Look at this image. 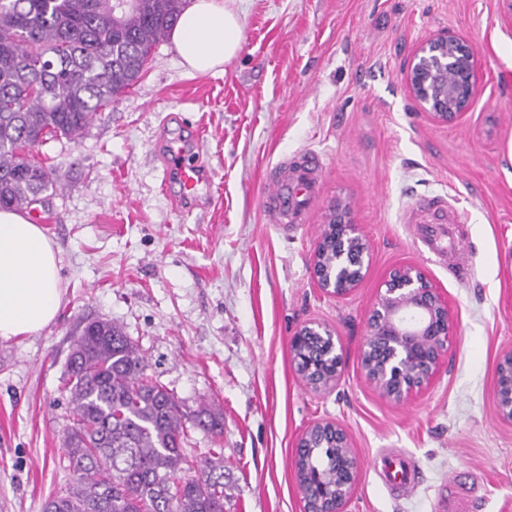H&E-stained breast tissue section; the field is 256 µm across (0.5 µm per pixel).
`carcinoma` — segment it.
<instances>
[{"mask_svg": "<svg viewBox=\"0 0 512 512\" xmlns=\"http://www.w3.org/2000/svg\"><path fill=\"white\" fill-rule=\"evenodd\" d=\"M0 0V209L22 210L56 191V169L32 155L50 138L81 137L131 89L184 0ZM123 328L88 322L74 341L64 433L72 483L43 512H224V452L197 457L187 429L224 434L212 405L182 410L147 373ZM331 449L306 466L325 470Z\"/></svg>", "mask_w": 512, "mask_h": 512, "instance_id": "obj_1", "label": "carcinoma"}]
</instances>
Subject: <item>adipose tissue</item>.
I'll use <instances>...</instances> for the list:
<instances>
[{"instance_id": "ef3b65f1", "label": "adipose tissue", "mask_w": 512, "mask_h": 512, "mask_svg": "<svg viewBox=\"0 0 512 512\" xmlns=\"http://www.w3.org/2000/svg\"><path fill=\"white\" fill-rule=\"evenodd\" d=\"M170 39L188 70L220 72L242 47L243 23L224 0H189ZM61 300L49 237L24 214L0 210V339L41 332L55 319Z\"/></svg>"}]
</instances>
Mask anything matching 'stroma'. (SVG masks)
Returning a JSON list of instances; mask_svg holds the SVG:
<instances>
[{
    "label": "stroma",
    "mask_w": 512,
    "mask_h": 512,
    "mask_svg": "<svg viewBox=\"0 0 512 512\" xmlns=\"http://www.w3.org/2000/svg\"><path fill=\"white\" fill-rule=\"evenodd\" d=\"M243 43L220 74L187 71L170 39L143 77L77 141L37 157L57 191L37 207L65 294L40 333L0 340V512H43L72 476L66 364L85 323L120 324L149 372L184 410L217 405L224 435L189 434L202 456L224 450V512H303L298 436L319 421L349 432L361 464L345 512H512V424L495 404L496 366L512 348V0H235ZM475 45L483 81L462 119L439 124L410 95L404 67L442 29ZM200 131L212 172L198 202L178 204L161 141ZM318 152L324 169L306 223L274 222L269 175ZM463 212L465 264L448 274L415 238L419 196ZM349 203L370 243L349 297L310 275L331 205ZM420 266L455 330L429 387L397 403L365 377L366 315L390 271ZM335 329L342 370L331 392L305 387L290 341L305 322ZM421 470L408 496L375 473L380 454Z\"/></svg>",
    "instance_id": "1"
}]
</instances>
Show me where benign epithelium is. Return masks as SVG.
<instances>
[{
	"mask_svg": "<svg viewBox=\"0 0 512 512\" xmlns=\"http://www.w3.org/2000/svg\"><path fill=\"white\" fill-rule=\"evenodd\" d=\"M405 78L413 99L432 119L452 123L473 103L481 79L479 54L466 36L445 29L415 49ZM369 256V242L353 224L349 207L331 206L310 267L317 287L334 299L351 295L366 276ZM453 330L448 302L424 271L416 265L394 268L366 315L365 376L395 402L418 393L439 371ZM334 336L331 327L312 321L292 336L295 370L314 392H330L338 384L342 353ZM495 401L500 419L512 423L511 349L497 364ZM316 448L334 449V463L325 473H296L304 512H343L360 477L351 437L335 422H317L298 437L295 463L306 461Z\"/></svg>",
	"mask_w": 512,
	"mask_h": 512,
	"instance_id": "1",
	"label": "benign epithelium"
}]
</instances>
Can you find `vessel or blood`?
<instances>
[{
    "label": "vessel or blood",
    "mask_w": 512,
    "mask_h": 512,
    "mask_svg": "<svg viewBox=\"0 0 512 512\" xmlns=\"http://www.w3.org/2000/svg\"><path fill=\"white\" fill-rule=\"evenodd\" d=\"M163 158L167 177L178 181L184 197H194L200 186L207 181L208 174L194 161L189 148L180 141H168ZM322 165L321 157L310 152L301 161L287 164L283 174L270 178L266 195L269 213L277 219L288 218L293 224L304 223ZM463 221V216L457 213L450 216L448 222L432 224L421 236L429 253L443 258L448 252L458 251L459 244L450 237L448 226ZM377 474L393 493L404 492L416 485L418 479L416 466L402 456L383 459Z\"/></svg>",
    "instance_id": "b4317fda"
}]
</instances>
